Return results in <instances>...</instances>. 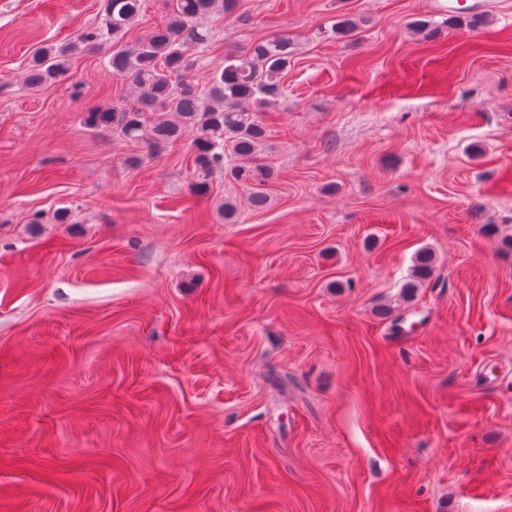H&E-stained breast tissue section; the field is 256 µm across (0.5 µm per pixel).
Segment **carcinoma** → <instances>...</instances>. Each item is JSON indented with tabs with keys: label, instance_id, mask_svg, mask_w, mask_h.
Returning a JSON list of instances; mask_svg holds the SVG:
<instances>
[{
	"label": "carcinoma",
	"instance_id": "carcinoma-1",
	"mask_svg": "<svg viewBox=\"0 0 512 512\" xmlns=\"http://www.w3.org/2000/svg\"><path fill=\"white\" fill-rule=\"evenodd\" d=\"M238 2L166 0V24L111 52L107 59L112 75L134 86V98L87 111L84 124L141 142L151 154L192 129L197 133L195 187H206L213 173L222 171L245 186L250 205L261 209L274 178L272 168L259 159L267 132L264 114L282 96V78L291 66L294 42L273 35L253 43L243 56L227 57L224 68L207 74L204 87L194 77L199 53L209 39L202 20L218 4L224 15H233ZM142 10L143 0H104L96 26L75 41L46 46L32 58L25 69V85L38 88L60 79L72 54L83 46L103 49L120 41ZM229 156L239 163L226 166ZM431 262V253L419 254L408 287H416L429 273Z\"/></svg>",
	"mask_w": 512,
	"mask_h": 512
}]
</instances>
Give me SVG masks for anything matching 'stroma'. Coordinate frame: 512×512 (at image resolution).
<instances>
[{
    "mask_svg": "<svg viewBox=\"0 0 512 512\" xmlns=\"http://www.w3.org/2000/svg\"><path fill=\"white\" fill-rule=\"evenodd\" d=\"M100 11L0 0V512H512V0L210 14L201 73L297 44L260 210L84 127L106 51L23 86Z\"/></svg>",
    "mask_w": 512,
    "mask_h": 512,
    "instance_id": "35a3bbf8",
    "label": "stroma"
}]
</instances>
